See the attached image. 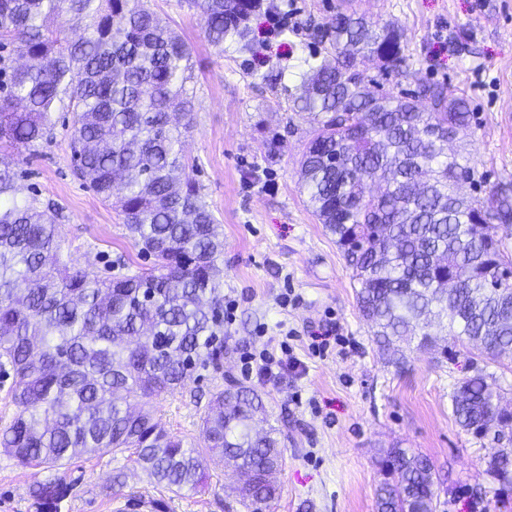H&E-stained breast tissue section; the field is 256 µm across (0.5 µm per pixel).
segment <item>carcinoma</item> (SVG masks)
<instances>
[{
	"mask_svg": "<svg viewBox=\"0 0 512 512\" xmlns=\"http://www.w3.org/2000/svg\"><path fill=\"white\" fill-rule=\"evenodd\" d=\"M207 41L232 38L251 51L248 21L262 0H193ZM83 22L76 33L61 15ZM327 36L347 54L304 74L294 103L318 119L301 167V188L335 238L387 362L399 344L448 357L451 344L491 361L512 357V254L497 236L512 223V190L465 196L471 168L440 136L471 127L469 103L426 81L410 95L372 92L376 59L388 75L407 66L400 29L334 18ZM191 52L144 0H0V359L13 371L18 412L0 447L23 465L60 466L85 454L132 452L156 481L178 492L205 484L195 453L163 432L144 406L174 393L200 366L224 355V238L190 171L182 139L192 125L186 88ZM73 114L66 132L76 174L114 202L139 253L153 265L104 279L61 259L58 210L19 195L22 151L33 155ZM486 375L463 378L452 413L483 438L512 428ZM262 396L230 383L201 418L205 448L246 476L235 493L247 507L279 495L273 475L284 449ZM377 512H437L429 457L389 448L379 461ZM499 489L512 487V448L485 461ZM34 494L55 507L64 488Z\"/></svg>",
	"mask_w": 512,
	"mask_h": 512,
	"instance_id": "carcinoma-1",
	"label": "carcinoma"
}]
</instances>
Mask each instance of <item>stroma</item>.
Instances as JSON below:
<instances>
[{
	"mask_svg": "<svg viewBox=\"0 0 512 512\" xmlns=\"http://www.w3.org/2000/svg\"><path fill=\"white\" fill-rule=\"evenodd\" d=\"M342 0H264L250 21L255 54L234 40L216 51L206 40L199 11L187 0H148L188 43L196 96L193 127L184 146L198 163L194 178L224 231V299L234 302L224 327L219 367L197 368L181 389L154 399L150 411L167 433L199 449L207 482L198 490L169 491L127 455L96 454L60 467L24 466L0 449V512H48L33 495L56 482L67 493L57 512H111L119 499L159 503V512H244L228 498L224 464L203 448L201 417L211 393L232 378L260 391L270 421L286 432L280 494L263 512H376L378 460L399 446L427 455L438 477V512H512V493L499 502L484 475L492 438H474L455 422V383L477 370L493 376L512 402V360L491 363L464 348L438 359L408 348L397 369L382 358L370 325L360 316L355 288L336 242L309 210L299 171L315 123L293 109L301 74L329 57L328 23ZM371 21L396 23L408 67L388 76L366 62L368 79L389 91L440 81L467 98L474 120L453 144L488 195L512 184V0H351ZM273 73L276 85L261 82ZM64 131L31 158L21 195L54 202L63 260L90 276L108 274L107 260L147 268L120 212L83 187L71 171ZM296 296L282 306L283 295ZM334 321L343 341L313 355L310 335ZM289 340L303 363L275 383L243 375V351L268 340ZM125 475L121 491L112 477Z\"/></svg>",
	"mask_w": 512,
	"mask_h": 512,
	"instance_id": "1",
	"label": "stroma"
}]
</instances>
